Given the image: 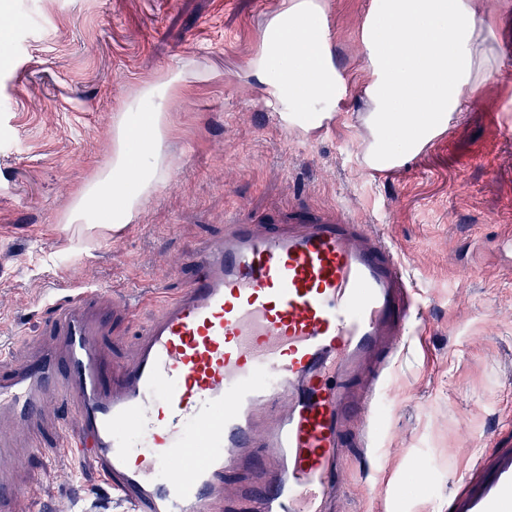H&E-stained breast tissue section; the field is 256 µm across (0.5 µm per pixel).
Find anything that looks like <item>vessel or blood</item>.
Here are the masks:
<instances>
[{
    "instance_id": "vessel-or-blood-1",
    "label": "vessel or blood",
    "mask_w": 512,
    "mask_h": 512,
    "mask_svg": "<svg viewBox=\"0 0 512 512\" xmlns=\"http://www.w3.org/2000/svg\"><path fill=\"white\" fill-rule=\"evenodd\" d=\"M223 239L142 332L133 362L106 378L86 287L45 302L65 341L0 376V415L29 422L56 398L77 429L59 451L96 461L127 512H216L229 474L256 471L258 512H334L344 494V427L359 407L364 443L387 387L361 368L409 331L413 296L397 251L344 219L258 233L227 220ZM448 512H512V448H487L448 498Z\"/></svg>"
}]
</instances>
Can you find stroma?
Listing matches in <instances>:
<instances>
[{
	"label": "stroma",
	"instance_id": "obj_1",
	"mask_svg": "<svg viewBox=\"0 0 512 512\" xmlns=\"http://www.w3.org/2000/svg\"><path fill=\"white\" fill-rule=\"evenodd\" d=\"M293 0H0V372L54 352L43 289L91 281L107 366L130 361L139 329L221 239L225 218L288 226L351 218L400 253L422 315L399 348L376 411L370 468L348 428L345 495L336 512H446L450 475L482 449L512 448V65L427 151L384 179L358 161L366 56L360 20L372 0H311L327 24L347 97L320 132L279 128L252 73L263 34ZM179 76L171 93L160 84ZM157 86L149 98L145 86ZM166 112L168 174L118 230L68 223L105 167L119 114ZM142 299L128 317L120 292ZM74 411L49 405L13 431L16 447H52ZM66 457L0 459L22 487L9 512H32L25 488L67 512Z\"/></svg>",
	"mask_w": 512,
	"mask_h": 512
}]
</instances>
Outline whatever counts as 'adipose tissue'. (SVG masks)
<instances>
[{
  "label": "adipose tissue",
  "instance_id": "1",
  "mask_svg": "<svg viewBox=\"0 0 512 512\" xmlns=\"http://www.w3.org/2000/svg\"><path fill=\"white\" fill-rule=\"evenodd\" d=\"M483 11L479 0H380L374 24L362 25L367 60L363 87L365 127L379 151L411 154L412 144L446 128L480 91L502 73L498 52L502 15ZM282 70L274 94L288 102L294 121L317 128L315 101L340 100L345 79L329 48V32L306 0L271 21L257 76ZM166 113L147 112L138 123L118 116L110 160L75 199L69 221L95 230L90 212L111 205L110 227L130 223L142 199L165 170Z\"/></svg>",
  "mask_w": 512,
  "mask_h": 512
}]
</instances>
